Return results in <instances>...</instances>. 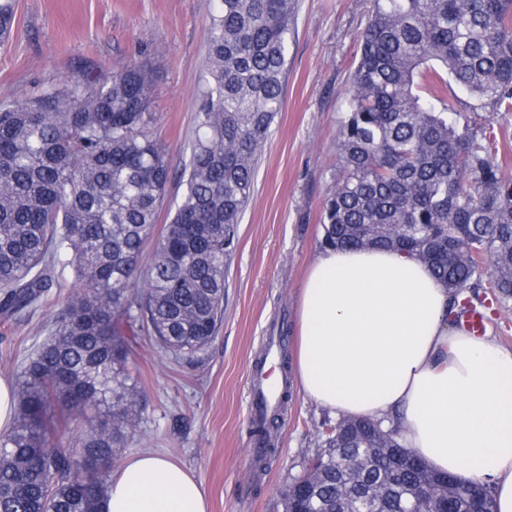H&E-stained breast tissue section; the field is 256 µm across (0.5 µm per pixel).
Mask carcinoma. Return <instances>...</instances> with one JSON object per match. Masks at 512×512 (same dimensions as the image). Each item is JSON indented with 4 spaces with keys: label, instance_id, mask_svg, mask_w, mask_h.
<instances>
[{
    "label": "carcinoma",
    "instance_id": "1",
    "mask_svg": "<svg viewBox=\"0 0 512 512\" xmlns=\"http://www.w3.org/2000/svg\"><path fill=\"white\" fill-rule=\"evenodd\" d=\"M14 9L0 0V42ZM296 12L297 0H218L185 189L141 287L170 175L167 146L146 133L151 72L125 63L103 83L0 107V321H29L62 287L61 269L79 284L35 328L45 339L0 433V512H102L144 411L129 371L141 337L177 357L216 337L237 225L284 107ZM481 112H512V0H373L321 246L412 254L448 290L452 324L464 291L512 306V166L472 125ZM398 437L377 419L337 418L303 483L287 485L284 512H364L367 501L405 512L415 492L433 512H494L488 486L413 465Z\"/></svg>",
    "mask_w": 512,
    "mask_h": 512
}]
</instances>
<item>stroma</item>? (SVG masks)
<instances>
[{
	"instance_id": "1",
	"label": "stroma",
	"mask_w": 512,
	"mask_h": 512,
	"mask_svg": "<svg viewBox=\"0 0 512 512\" xmlns=\"http://www.w3.org/2000/svg\"><path fill=\"white\" fill-rule=\"evenodd\" d=\"M217 0H16L0 42V103L74 79L104 81L115 65L153 73L152 136L169 151L158 228L170 223L184 185L207 69L204 37ZM371 0H298L286 95L256 173L254 196L229 260L224 319L216 338L182 358L143 338L133 359L145 405L123 456L152 451L191 471L210 512H283L284 490L319 451L329 410L293 392L271 436L266 469L249 462L252 363L277 322L298 335V299L321 253L322 217L336 172V134L348 76ZM37 312L33 323L42 322ZM33 323L0 328V375L16 378L40 339Z\"/></svg>"
}]
</instances>
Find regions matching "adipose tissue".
<instances>
[{
	"mask_svg": "<svg viewBox=\"0 0 512 512\" xmlns=\"http://www.w3.org/2000/svg\"><path fill=\"white\" fill-rule=\"evenodd\" d=\"M305 397L396 428L433 470L492 489L512 512V348L448 322V292L407 253L325 249L300 291ZM103 512H208L195 477L152 452L112 473Z\"/></svg>",
	"mask_w": 512,
	"mask_h": 512,
	"instance_id": "1",
	"label": "adipose tissue"
}]
</instances>
